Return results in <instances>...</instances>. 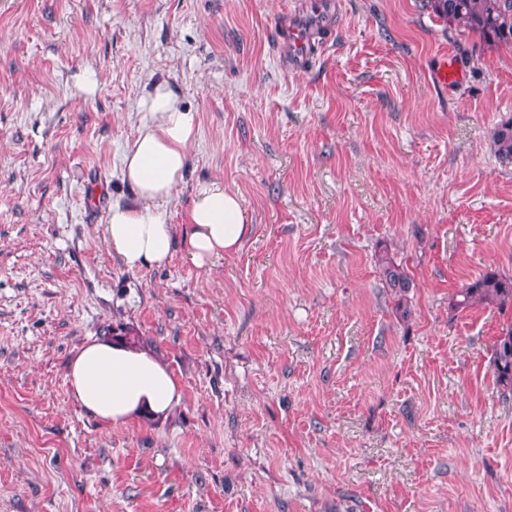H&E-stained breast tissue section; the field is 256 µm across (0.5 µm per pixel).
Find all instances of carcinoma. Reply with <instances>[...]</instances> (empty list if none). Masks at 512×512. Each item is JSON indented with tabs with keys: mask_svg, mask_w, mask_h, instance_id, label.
<instances>
[{
	"mask_svg": "<svg viewBox=\"0 0 512 512\" xmlns=\"http://www.w3.org/2000/svg\"><path fill=\"white\" fill-rule=\"evenodd\" d=\"M429 4L446 23L463 26L491 45L512 48V0H429ZM492 145L499 161L512 164V120L494 128ZM374 263L396 297V316L407 320L411 310L406 296L412 284L408 267L386 250L375 253ZM476 305H492L501 311L512 308V277L488 272L457 292L456 308ZM492 363L498 385L512 392V322L502 326L497 336Z\"/></svg>",
	"mask_w": 512,
	"mask_h": 512,
	"instance_id": "cac0c4a2",
	"label": "carcinoma"
}]
</instances>
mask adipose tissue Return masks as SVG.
Masks as SVG:
<instances>
[{"label": "adipose tissue", "instance_id": "obj_1", "mask_svg": "<svg viewBox=\"0 0 512 512\" xmlns=\"http://www.w3.org/2000/svg\"><path fill=\"white\" fill-rule=\"evenodd\" d=\"M142 110L145 120L123 160V177L138 201L112 205L100 226L101 241L130 270L170 261L174 235L167 205L183 182L198 135L195 113L167 84L152 87ZM249 232L237 195L225 190L223 181L195 188L183 248L196 267L210 268L216 259L237 252ZM67 378L73 399L114 427L139 416L167 417L182 397L178 380L154 353L109 338L77 349Z\"/></svg>", "mask_w": 512, "mask_h": 512}]
</instances>
